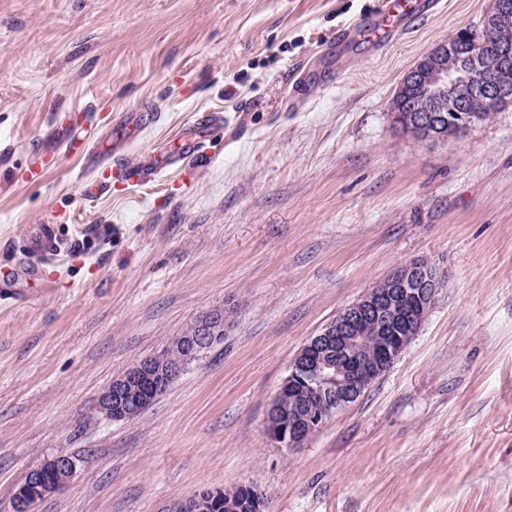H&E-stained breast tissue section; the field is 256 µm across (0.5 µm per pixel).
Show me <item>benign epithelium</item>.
Segmentation results:
<instances>
[{
	"instance_id": "7a95c632",
	"label": "benign epithelium",
	"mask_w": 512,
	"mask_h": 512,
	"mask_svg": "<svg viewBox=\"0 0 512 512\" xmlns=\"http://www.w3.org/2000/svg\"><path fill=\"white\" fill-rule=\"evenodd\" d=\"M511 20L512 0H497L494 13L485 19V28ZM457 49L459 45L453 38L436 45L403 78L413 84L428 72L426 99L407 109V121L421 139L448 140L443 120L450 104L461 109V125L468 127L479 116L468 109L470 103L479 102L490 112L512 103V83L476 46H468L470 63L465 69L448 70L445 61ZM388 277L387 287L368 290L339 311L293 359L282 386L299 391L302 407L298 414L286 416L279 400L270 403L266 430L276 447H302L332 415L356 402L418 333L431 309L429 298L436 291L435 266L428 261H410L396 267ZM367 328L376 334V350L373 355L362 357L359 351ZM223 340L224 319L219 310L213 309L196 323V335L175 338L185 352L181 361L168 362L164 348L135 363L101 393L98 412L113 421L135 418L191 364ZM76 468L75 458L63 452L45 459L17 486L13 512H39L45 497L62 490Z\"/></svg>"
}]
</instances>
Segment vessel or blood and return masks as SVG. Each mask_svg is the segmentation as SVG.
<instances>
[{"mask_svg":"<svg viewBox=\"0 0 512 512\" xmlns=\"http://www.w3.org/2000/svg\"><path fill=\"white\" fill-rule=\"evenodd\" d=\"M434 6L435 0H384L378 15L360 27L340 33L336 44L342 48L352 40L361 39L373 46L382 45L391 34L402 30L418 16L433 10ZM107 171L136 184L150 181L158 174L156 163L149 162L130 168L116 159L109 163ZM68 255L67 241L51 225H42L38 234L29 241L24 253L23 268L30 277V287H44L45 282L41 276L43 268L65 260Z\"/></svg>","mask_w":512,"mask_h":512,"instance_id":"b4317fda","label":"vessel or blood"}]
</instances>
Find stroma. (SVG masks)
Masks as SVG:
<instances>
[{"mask_svg":"<svg viewBox=\"0 0 512 512\" xmlns=\"http://www.w3.org/2000/svg\"><path fill=\"white\" fill-rule=\"evenodd\" d=\"M380 5L0 0V268L40 225L72 244L49 287L0 288V512L59 452L77 471L40 512H174L239 485L268 512H512V103L445 143L392 106L491 0H437L337 68V34ZM147 112L125 164L192 133L202 157L87 196L88 150ZM415 259L446 275L417 335L303 447H275L266 412L301 346ZM219 306L200 365L133 420L96 411Z\"/></svg>","mask_w":512,"mask_h":512,"instance_id":"stroma-1","label":"stroma"}]
</instances>
